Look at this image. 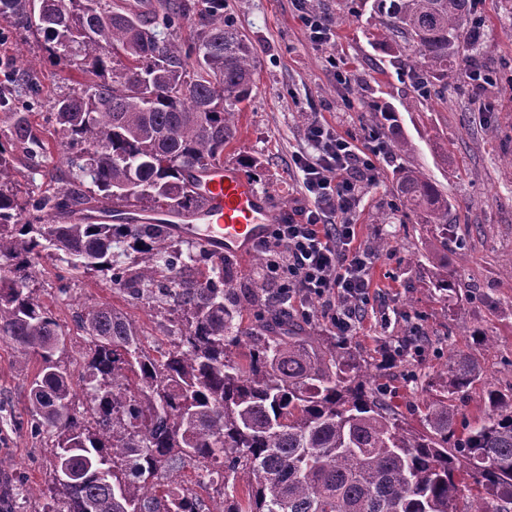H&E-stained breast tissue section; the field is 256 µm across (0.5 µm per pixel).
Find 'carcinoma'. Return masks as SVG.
Instances as JSON below:
<instances>
[{"label": "carcinoma", "instance_id": "carcinoma-1", "mask_svg": "<svg viewBox=\"0 0 512 512\" xmlns=\"http://www.w3.org/2000/svg\"><path fill=\"white\" fill-rule=\"evenodd\" d=\"M375 2L381 42L395 33L419 58L418 95L459 79L474 49L470 0ZM179 14L174 0H0L1 20L36 26L85 78L55 104L69 169L56 191L20 201L0 149V337L19 363L39 361L28 425L53 431L44 512H457L463 484L491 492L471 494L466 512H512V389L495 388L469 354L449 353L423 428L408 427L370 387L365 355L298 335L270 281L238 288L224 258L182 251L159 225L102 219L116 203L136 213L198 209L193 173L224 163L235 107L251 97L259 56L226 28L224 0H210L186 48L158 31ZM34 93L0 89V107ZM395 179L399 211L434 230L433 287L456 290L442 263L448 196L416 166ZM44 255L71 276L106 275L178 326L154 356L123 314L89 310L79 321L91 340L83 407L61 361L68 336L30 288ZM247 309L261 314L258 327H242ZM476 391L471 422L461 403ZM191 462L220 479L211 508L175 495L173 475ZM21 492L0 471V512H18Z\"/></svg>", "mask_w": 512, "mask_h": 512}]
</instances>
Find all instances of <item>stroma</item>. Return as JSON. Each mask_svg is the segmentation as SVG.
<instances>
[{"instance_id":"obj_1","label":"stroma","mask_w":512,"mask_h":512,"mask_svg":"<svg viewBox=\"0 0 512 512\" xmlns=\"http://www.w3.org/2000/svg\"><path fill=\"white\" fill-rule=\"evenodd\" d=\"M343 15L327 44L312 43L304 10ZM479 19L473 66L496 73V82L477 89L467 79L437 88L435 97L418 98L411 83L415 59L401 38L375 43L379 25L374 0H224L225 24L259 53L252 97L235 119L236 132L224 161L269 193L275 220L310 207L294 165L307 151L308 113H321L338 132L362 137L376 106L392 119L387 141L407 140L399 155L386 149L360 204L351 214L358 241L374 253L371 302L350 342L374 363L372 384L387 388L391 403L413 427H420L424 400L445 379L450 351L474 354L489 382L512 389V0H475ZM348 71L350 85L333 76ZM82 75L52 58L42 33L0 22V82L36 85L29 110L33 141L15 145L12 118L0 111V144L14 162L21 194L52 191L54 179H67L51 117L56 99L76 88ZM413 165L448 197V263L457 273L455 294L432 286L425 257L432 231L394 206L393 174ZM67 333L64 362L80 373V353L90 339L77 325L88 308L110 305L137 327L143 347L156 355L172 342L159 324L161 307L131 299L103 276L89 274L60 291L51 258L41 259L31 284ZM411 340L421 351L387 361L390 349ZM37 362L16 363L9 340L0 338V459L19 476L28 494L20 512H44L51 458L50 430L30 433V382Z\"/></svg>"}]
</instances>
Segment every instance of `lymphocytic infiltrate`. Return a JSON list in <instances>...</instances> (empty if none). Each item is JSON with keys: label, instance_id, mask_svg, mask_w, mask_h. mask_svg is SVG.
<instances>
[{"label": "lymphocytic infiltrate", "instance_id": "lymphocytic-infiltrate-1", "mask_svg": "<svg viewBox=\"0 0 512 512\" xmlns=\"http://www.w3.org/2000/svg\"><path fill=\"white\" fill-rule=\"evenodd\" d=\"M306 136L311 151L297 156L295 166L313 205L299 218L271 225L260 240L265 274L279 292L319 300L321 318L337 335L351 336L369 302L373 256L356 246V227L347 216L385 145L377 133H364L357 141L315 116Z\"/></svg>", "mask_w": 512, "mask_h": 512}]
</instances>
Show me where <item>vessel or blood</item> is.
Returning <instances> with one entry per match:
<instances>
[{"label":"vessel or blood","mask_w":512,"mask_h":512,"mask_svg":"<svg viewBox=\"0 0 512 512\" xmlns=\"http://www.w3.org/2000/svg\"><path fill=\"white\" fill-rule=\"evenodd\" d=\"M194 185L203 200L194 214L159 210L146 214V221L189 235L215 255H248L272 221L268 197L229 165L197 173Z\"/></svg>","instance_id":"vessel-or-blood-1"}]
</instances>
